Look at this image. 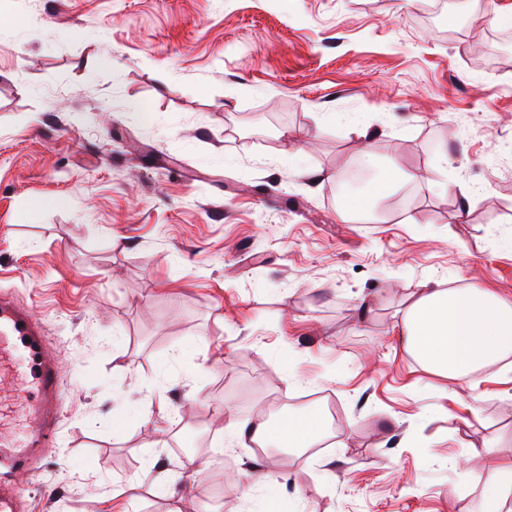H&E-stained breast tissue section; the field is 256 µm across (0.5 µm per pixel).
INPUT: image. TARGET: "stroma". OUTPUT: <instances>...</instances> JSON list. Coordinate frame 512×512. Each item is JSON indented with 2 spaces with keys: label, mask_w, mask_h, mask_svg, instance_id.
<instances>
[{
  "label": "stroma",
  "mask_w": 512,
  "mask_h": 512,
  "mask_svg": "<svg viewBox=\"0 0 512 512\" xmlns=\"http://www.w3.org/2000/svg\"><path fill=\"white\" fill-rule=\"evenodd\" d=\"M427 2L0 0V287L64 370L28 512L478 506L453 461L512 458V411L458 419L395 325L439 281L512 299V0ZM365 142L413 175L386 223L337 213ZM226 408L335 416L247 499Z\"/></svg>",
  "instance_id": "1"
}]
</instances>
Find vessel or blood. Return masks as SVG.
I'll use <instances>...</instances> for the list:
<instances>
[{
  "mask_svg": "<svg viewBox=\"0 0 512 512\" xmlns=\"http://www.w3.org/2000/svg\"><path fill=\"white\" fill-rule=\"evenodd\" d=\"M8 368L28 395L22 436L0 434V465L36 475L41 459L54 448L63 410L62 372L56 351L32 305L0 291V369ZM23 491L0 481V512H24Z\"/></svg>",
  "mask_w": 512,
  "mask_h": 512,
  "instance_id": "obj_1",
  "label": "vessel or blood"
}]
</instances>
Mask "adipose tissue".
Returning a JSON list of instances; mask_svg holds the SVG:
<instances>
[{"mask_svg": "<svg viewBox=\"0 0 512 512\" xmlns=\"http://www.w3.org/2000/svg\"><path fill=\"white\" fill-rule=\"evenodd\" d=\"M400 173L397 167L385 169L364 193L347 197L341 217L353 220L371 210L376 200L391 196ZM398 331L425 371L456 384L452 398L461 412H474L479 399L473 374L497 379L512 373V301L490 289H424L404 312ZM228 426L241 439L307 448L321 436L324 419L310 411L250 425L232 420ZM458 512H512V460L488 470L478 510L464 505Z\"/></svg>", "mask_w": 512, "mask_h": 512, "instance_id": "ef3b65f1", "label": "adipose tissue"}]
</instances>
